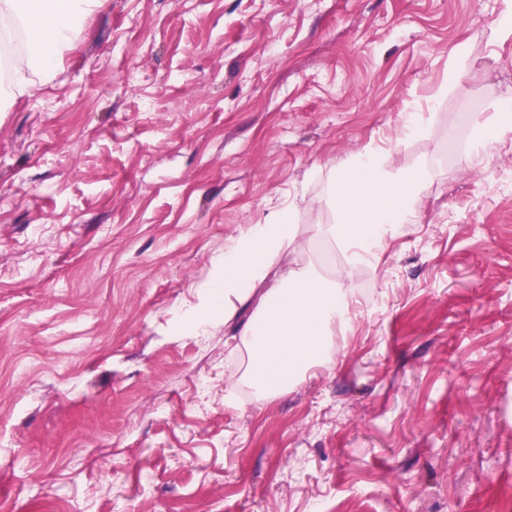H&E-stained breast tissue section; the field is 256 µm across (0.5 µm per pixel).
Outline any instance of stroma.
<instances>
[{"label":"stroma","instance_id":"35a3bbf8","mask_svg":"<svg viewBox=\"0 0 512 512\" xmlns=\"http://www.w3.org/2000/svg\"><path fill=\"white\" fill-rule=\"evenodd\" d=\"M505 0H102L0 109V506L9 512H512V97ZM469 57L448 77L451 48ZM425 112L401 139L402 116ZM399 140L419 223L374 264L319 232L329 179ZM352 279L330 368L269 399L184 318L241 227ZM237 399L225 400L229 383ZM512 98L502 100L495 112L486 119L477 120L473 125L470 149L479 156L491 145L512 131Z\"/></svg>","mask_w":512,"mask_h":512}]
</instances>
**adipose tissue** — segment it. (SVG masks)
I'll return each mask as SVG.
<instances>
[{
  "label": "adipose tissue",
  "instance_id": "adipose-tissue-1",
  "mask_svg": "<svg viewBox=\"0 0 512 512\" xmlns=\"http://www.w3.org/2000/svg\"><path fill=\"white\" fill-rule=\"evenodd\" d=\"M96 0H0V39L22 35L10 75L0 95L16 98L35 87L34 74H51L81 20ZM512 132V98L502 100L488 118L476 121L470 138L480 155ZM386 153L360 152L348 169L333 175L328 194L341 214L327 232L351 264L369 263L408 224L418 223L424 173L390 172ZM295 209L271 211L264 223L251 224L226 245L216 261L220 276L207 302L199 307L192 329L205 327L216 311L235 322V336L248 354L247 382L260 394L282 392L317 368L328 367L325 352L332 327H349L351 288L315 270L289 268L266 284L271 258L296 238Z\"/></svg>",
  "mask_w": 512,
  "mask_h": 512
}]
</instances>
